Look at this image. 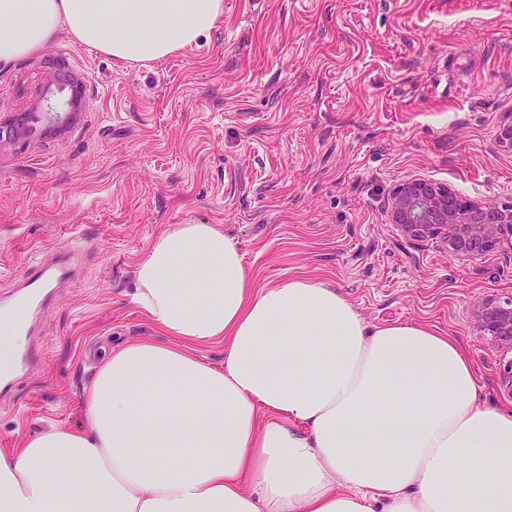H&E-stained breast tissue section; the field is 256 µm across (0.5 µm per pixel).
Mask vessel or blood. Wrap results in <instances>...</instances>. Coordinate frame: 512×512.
Masks as SVG:
<instances>
[{
    "label": "vessel or blood",
    "mask_w": 512,
    "mask_h": 512,
    "mask_svg": "<svg viewBox=\"0 0 512 512\" xmlns=\"http://www.w3.org/2000/svg\"><path fill=\"white\" fill-rule=\"evenodd\" d=\"M77 247L71 246L60 252L57 261L27 269L17 283L23 296L22 317L17 322L21 342L14 352L15 377H22L42 361L40 349L31 340L34 325L40 319L47 302L49 291L59 284L76 278L74 258Z\"/></svg>",
    "instance_id": "obj_1"
}]
</instances>
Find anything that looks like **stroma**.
<instances>
[{
	"instance_id": "1",
	"label": "stroma",
	"mask_w": 512,
	"mask_h": 512,
	"mask_svg": "<svg viewBox=\"0 0 512 512\" xmlns=\"http://www.w3.org/2000/svg\"><path fill=\"white\" fill-rule=\"evenodd\" d=\"M81 82L68 134L0 146V293L78 240L80 276L40 327L45 364L0 398V448L77 429L86 347L161 333L137 311L154 238L212 224L257 284L329 283L371 326L414 321L471 355L480 403L512 409L479 303L512 295V249L464 259L406 239L386 210L412 177L512 204V0H224L198 45L126 64L60 34L0 67V123L59 76Z\"/></svg>"
}]
</instances>
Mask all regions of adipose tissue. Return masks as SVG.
I'll return each instance as SVG.
<instances>
[{"label":"adipose tissue","mask_w":512,"mask_h":512,"mask_svg":"<svg viewBox=\"0 0 512 512\" xmlns=\"http://www.w3.org/2000/svg\"><path fill=\"white\" fill-rule=\"evenodd\" d=\"M224 0H0V64L59 31L120 62L208 36ZM133 301L166 337L113 348L86 428L0 451V512H512V411L417 322L368 326L335 287H257L211 224L158 235ZM224 347V364L196 354ZM471 475V483L458 479Z\"/></svg>","instance_id":"adipose-tissue-1"}]
</instances>
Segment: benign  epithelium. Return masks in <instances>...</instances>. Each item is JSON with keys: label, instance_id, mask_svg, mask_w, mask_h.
Wrapping results in <instances>:
<instances>
[{"label": "benign epithelium", "instance_id": "benign-epithelium-1", "mask_svg": "<svg viewBox=\"0 0 512 512\" xmlns=\"http://www.w3.org/2000/svg\"><path fill=\"white\" fill-rule=\"evenodd\" d=\"M66 105H36L24 114L17 132L24 138L45 137L65 130L81 105V89L67 80ZM391 223L419 244L438 240L461 258L483 256L503 240H512V205L473 203L449 189L416 178L396 187L388 201ZM476 333L490 347L512 352V297L488 298L477 311ZM502 393L512 397V357L503 358L497 370Z\"/></svg>", "mask_w": 512, "mask_h": 512}]
</instances>
